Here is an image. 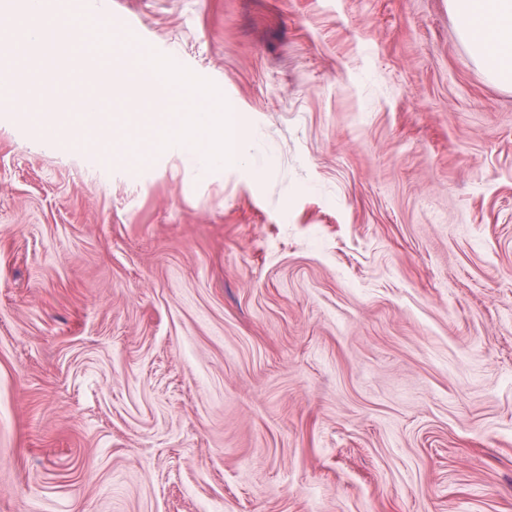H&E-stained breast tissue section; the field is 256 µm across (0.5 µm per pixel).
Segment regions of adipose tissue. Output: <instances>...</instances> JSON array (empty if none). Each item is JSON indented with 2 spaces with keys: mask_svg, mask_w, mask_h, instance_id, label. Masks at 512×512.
<instances>
[{
  "mask_svg": "<svg viewBox=\"0 0 512 512\" xmlns=\"http://www.w3.org/2000/svg\"><path fill=\"white\" fill-rule=\"evenodd\" d=\"M461 35L485 72L512 83V0H450Z\"/></svg>",
  "mask_w": 512,
  "mask_h": 512,
  "instance_id": "obj_1",
  "label": "adipose tissue"
}]
</instances>
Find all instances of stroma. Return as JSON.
<instances>
[{"label": "stroma", "mask_w": 512, "mask_h": 512, "mask_svg": "<svg viewBox=\"0 0 512 512\" xmlns=\"http://www.w3.org/2000/svg\"><path fill=\"white\" fill-rule=\"evenodd\" d=\"M0 0V512H512V84L448 0H112L216 84L206 175L146 98L45 78ZM92 98L111 122L37 113Z\"/></svg>", "instance_id": "35a3bbf8"}]
</instances>
